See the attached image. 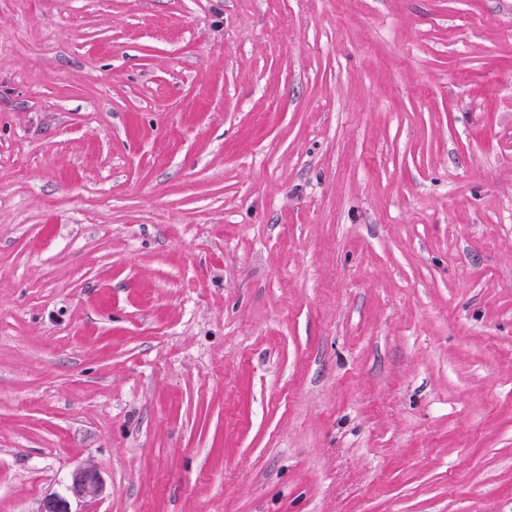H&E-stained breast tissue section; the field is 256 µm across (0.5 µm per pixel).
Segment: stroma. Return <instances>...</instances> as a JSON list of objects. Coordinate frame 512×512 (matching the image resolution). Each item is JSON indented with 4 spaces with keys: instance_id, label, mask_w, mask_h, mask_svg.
Returning a JSON list of instances; mask_svg holds the SVG:
<instances>
[{
    "instance_id": "obj_1",
    "label": "stroma",
    "mask_w": 512,
    "mask_h": 512,
    "mask_svg": "<svg viewBox=\"0 0 512 512\" xmlns=\"http://www.w3.org/2000/svg\"><path fill=\"white\" fill-rule=\"evenodd\" d=\"M512 512V0H0V512ZM101 487V479L97 472L83 467L73 471L67 490L73 498L92 499L99 496Z\"/></svg>"
}]
</instances>
